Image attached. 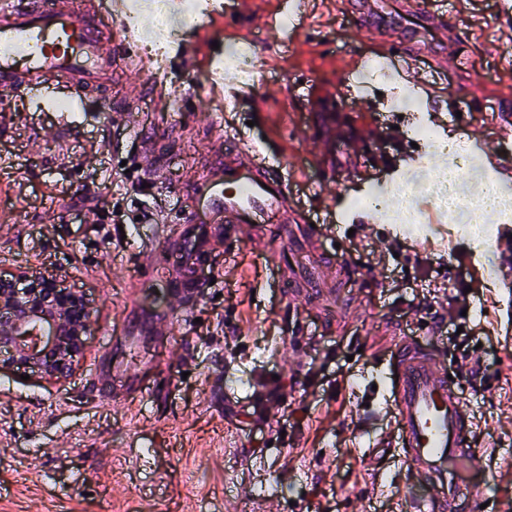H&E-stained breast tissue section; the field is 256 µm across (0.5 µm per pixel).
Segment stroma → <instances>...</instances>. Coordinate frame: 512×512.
Segmentation results:
<instances>
[{"label":"stroma","mask_w":512,"mask_h":512,"mask_svg":"<svg viewBox=\"0 0 512 512\" xmlns=\"http://www.w3.org/2000/svg\"><path fill=\"white\" fill-rule=\"evenodd\" d=\"M302 0L296 33L265 31L286 0H234L239 25L175 10L178 50L165 67L141 71L118 60L112 86L120 97L146 83L133 125L105 119L108 100L87 103L70 124L13 93L0 111V276L40 270L61 275L92 307L85 350L62 379L0 369V512H404L416 483L399 459L380 458L375 443L395 427L372 388L376 370L396 374L390 351L405 337L438 347L442 362L469 354L489 358L488 379L473 390L453 383L468 405L487 480L485 512L512 499V431L497 417L512 408V257L494 244L478 259L466 237L455 251L429 250L448 224L405 232L398 257L371 248L379 224L327 239L336 200L352 202L381 179L375 156L392 149L386 113L350 100L337 87L375 85L364 62L373 27L396 32L400 52L429 74L435 107L429 119L448 133L500 146L512 137V43L497 25L494 0ZM262 41L254 59L258 95L229 110L207 79L213 57L245 37ZM469 112L461 127L449 97ZM178 100L180 114L165 113ZM249 132L269 158L287 160L304 178L294 208L313 223L316 250L304 266L325 269L320 292L295 288L293 302L261 292L271 271L259 248L215 240L204 288L180 308L165 283L182 220L204 222L200 197L215 164L219 131ZM156 138L168 158L161 180L148 181L134 150ZM102 211L100 223L88 209ZM122 211L127 224L112 222ZM153 266H145V258ZM424 303L413 311L414 302ZM451 308L468 336L451 326L433 334ZM167 319L171 333L156 334ZM282 394L276 422L257 406ZM251 444L239 446L240 432ZM82 484H74V473Z\"/></svg>","instance_id":"35a3bbf8"}]
</instances>
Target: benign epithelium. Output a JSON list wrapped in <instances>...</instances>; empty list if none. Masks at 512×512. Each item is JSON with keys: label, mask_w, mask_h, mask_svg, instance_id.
Here are the masks:
<instances>
[{"label": "benign epithelium", "mask_w": 512, "mask_h": 512, "mask_svg": "<svg viewBox=\"0 0 512 512\" xmlns=\"http://www.w3.org/2000/svg\"><path fill=\"white\" fill-rule=\"evenodd\" d=\"M0 277V353L7 363L62 378L83 350L91 318L87 299L55 274Z\"/></svg>", "instance_id": "obj_1"}]
</instances>
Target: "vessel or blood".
<instances>
[{"label":"vessel or blood","mask_w":512,"mask_h":512,"mask_svg":"<svg viewBox=\"0 0 512 512\" xmlns=\"http://www.w3.org/2000/svg\"><path fill=\"white\" fill-rule=\"evenodd\" d=\"M103 39L84 0H0V88L22 89L43 111L58 105L52 87L57 75L71 79L79 100L105 97L112 57L102 53ZM210 75L235 105L257 90L254 77L227 67L219 57ZM224 141V162L213 170L205 207L229 239H244L255 223L276 224L266 254L276 271L274 287L287 292L303 271L281 261L282 250L293 242L285 175L263 163L248 141L230 135ZM141 154L151 177H159L166 160L156 142L144 140ZM208 253L206 236L180 233L176 261L191 270L192 284H201ZM396 362L398 376L385 401L396 412L398 430L386 445L400 449L404 463L424 483L421 496L407 498L408 512H482L485 475L473 461L468 411L445 365L410 341L399 343Z\"/></svg>","instance_id":"vessel-or-blood-1"}]
</instances>
